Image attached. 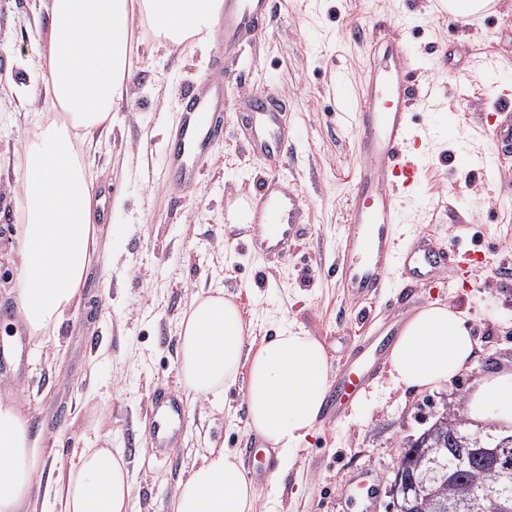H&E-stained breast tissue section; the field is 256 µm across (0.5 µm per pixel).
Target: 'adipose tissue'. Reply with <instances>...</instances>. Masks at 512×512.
I'll list each match as a JSON object with an SVG mask.
<instances>
[{
  "mask_svg": "<svg viewBox=\"0 0 512 512\" xmlns=\"http://www.w3.org/2000/svg\"><path fill=\"white\" fill-rule=\"evenodd\" d=\"M223 0H50L47 35L33 57L45 100L64 122H36L17 178L23 217L18 227L17 312L39 346H49L79 301L96 253L91 207L94 177L74 149L76 134L93 138L136 72L135 19L158 46L204 47L215 37ZM472 329L454 310L432 305L403 325L389 351L393 381L438 387L474 357ZM178 362L189 392L223 400L243 382L250 428L273 450L280 471L318 425L328 388L323 344L280 328L258 349L247 345L237 305L223 292L195 297L180 326ZM471 420L512 430V376L482 380L468 402ZM132 479L121 454L84 448L52 481H44L31 418L0 397V512H131ZM257 491L230 451L209 449L180 480L171 512H254Z\"/></svg>",
  "mask_w": 512,
  "mask_h": 512,
  "instance_id": "adipose-tissue-1",
  "label": "adipose tissue"
}]
</instances>
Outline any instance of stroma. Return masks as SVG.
Listing matches in <instances>:
<instances>
[{"label": "stroma", "mask_w": 512, "mask_h": 512, "mask_svg": "<svg viewBox=\"0 0 512 512\" xmlns=\"http://www.w3.org/2000/svg\"><path fill=\"white\" fill-rule=\"evenodd\" d=\"M48 2L0 0V337L22 339L25 350L23 364L0 378V396L23 401L32 414L45 469L83 448L120 449L133 477L132 512H170L178 478L207 449L241 458L261 447L241 387L212 404L183 386L179 327L194 294L223 290L256 346L292 323L323 343L332 369L388 320L445 304L477 338L470 368L415 391L398 387L382 366L340 419L320 423L301 444L277 488L259 487L255 503V512H357L354 481L367 472L378 484L368 512H386L388 480L407 441L482 378L512 372V154H494L488 139L489 131L512 129V0H495L467 24L443 18L442 0H272L267 33L224 65V139L199 189L185 197L147 183L144 172L161 170L180 93L207 74L213 52L157 48L149 27L135 21L141 68L111 129L74 141L96 184L115 187L112 221L95 223L98 250L80 302L56 345L41 349L16 315L22 208L8 186L22 164L23 133L37 117H57L44 100L13 91L42 84L31 56L46 37ZM391 37L404 42L412 75L439 88L432 103L413 110L425 141L408 154L420 178L400 201V231L431 235L455 259L417 288L408 310L398 270L372 297L352 296L337 271L359 144L334 90L356 92ZM257 86L288 104V151L274 167L245 148L240 114ZM272 172L294 179L307 207L306 230L284 262L254 255L246 226L230 220L254 182ZM116 236L117 256L108 247ZM160 386L185 411L181 444L162 458L141 450L148 396Z\"/></svg>", "instance_id": "1"}]
</instances>
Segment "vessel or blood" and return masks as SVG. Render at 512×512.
I'll list each match as a JSON object with an SVG mask.
<instances>
[{"label": "vessel or blood", "mask_w": 512, "mask_h": 512, "mask_svg": "<svg viewBox=\"0 0 512 512\" xmlns=\"http://www.w3.org/2000/svg\"><path fill=\"white\" fill-rule=\"evenodd\" d=\"M269 2L223 0L217 21L221 47L210 73L185 89L179 121L170 133L162 179L173 189L189 193L199 185L212 156L213 141L224 136V62L242 54L266 31ZM404 54L401 40H386L383 61L368 77L350 115L361 161L338 268L346 287L358 297L379 292L389 267H398L419 284L448 267L447 253L436 249L428 236H418L405 245L396 238L395 226L402 217L394 199L417 180L416 168L402 159L405 145L419 133L412 122L411 106L436 95L433 84L412 81L403 64ZM242 124L248 131L250 154L271 162L280 160L288 141V120L283 106L267 90L248 96ZM250 205L255 226L252 244L258 255L267 261L286 259L305 222V206L296 185L277 175L261 178ZM383 356L382 348H369L351 362L338 378L336 400L326 405V416L341 415ZM148 406L145 443L161 456L180 443L183 409L178 396L166 390L153 391Z\"/></svg>", "instance_id": "vessel-or-blood-1"}]
</instances>
